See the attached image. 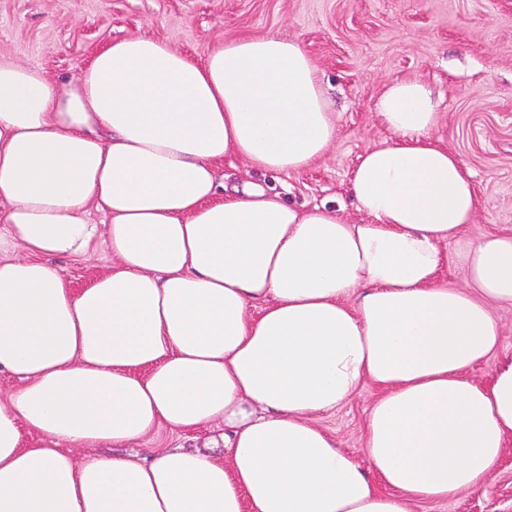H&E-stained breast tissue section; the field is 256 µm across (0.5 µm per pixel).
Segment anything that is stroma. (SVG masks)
<instances>
[{"instance_id":"35a3bbf8","label":"stroma","mask_w":512,"mask_h":512,"mask_svg":"<svg viewBox=\"0 0 512 512\" xmlns=\"http://www.w3.org/2000/svg\"><path fill=\"white\" fill-rule=\"evenodd\" d=\"M277 34L300 41L316 62L336 140L326 156L293 173L266 174L229 157L217 166L226 186L261 182L289 202L341 206L356 222L351 177L360 155L391 138L376 117L385 87L397 78L425 82L440 119L432 140L471 174L479 199L472 224L450 242L441 280L463 284L456 253L482 234L512 235V0H0V57L36 67L58 81L77 78L114 40L151 36L203 58L214 44ZM112 262L103 242L86 257L53 263L73 289L87 287ZM500 344L469 372L489 384L495 364L512 360V305H496ZM371 382L321 426L355 457L363 455L367 412L380 395ZM223 427L158 434L138 441L140 455L159 448L214 447ZM416 512H512V444L484 483Z\"/></svg>"}]
</instances>
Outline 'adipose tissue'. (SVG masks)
<instances>
[{
    "instance_id": "ef3b65f1",
    "label": "adipose tissue",
    "mask_w": 512,
    "mask_h": 512,
    "mask_svg": "<svg viewBox=\"0 0 512 512\" xmlns=\"http://www.w3.org/2000/svg\"><path fill=\"white\" fill-rule=\"evenodd\" d=\"M391 132L360 156L358 211L298 208L259 184L219 190L227 157L276 173L323 158L336 125L315 61L276 34L197 59L118 39L62 85L0 59V512H415L478 487L512 442V236L445 250L478 198L430 138L426 85L393 80ZM109 216L112 266L73 291ZM260 315H253V308ZM382 393L359 464L316 423L363 382ZM224 426L223 455L172 448L76 460L159 428ZM35 433L28 444L25 432ZM493 314L501 325L500 344L496 354L469 371V377L476 383L487 385L491 381L494 366L503 360H512V305H496Z\"/></svg>"
}]
</instances>
